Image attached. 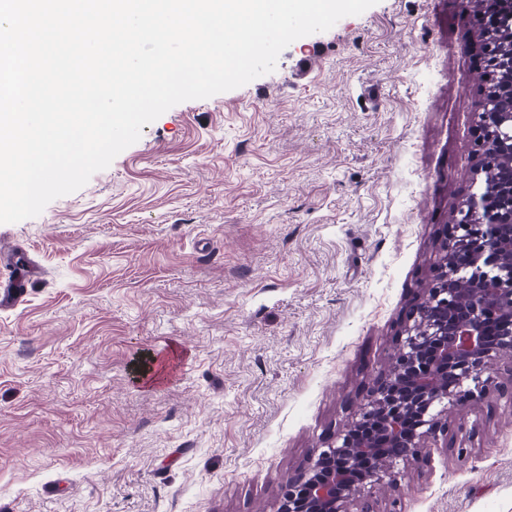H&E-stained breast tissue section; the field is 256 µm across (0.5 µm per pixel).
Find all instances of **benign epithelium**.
Instances as JSON below:
<instances>
[{
	"label": "benign epithelium",
	"mask_w": 512,
	"mask_h": 512,
	"mask_svg": "<svg viewBox=\"0 0 512 512\" xmlns=\"http://www.w3.org/2000/svg\"><path fill=\"white\" fill-rule=\"evenodd\" d=\"M482 65L512 70L479 49ZM477 167L512 165V91L481 105ZM435 285L413 304L404 344L372 381L360 415L310 465L288 474L277 512H352L359 489L399 460L418 457L448 424V406L480 397L492 361L512 354V189L489 205L472 193L458 208Z\"/></svg>",
	"instance_id": "7a95c632"
}]
</instances>
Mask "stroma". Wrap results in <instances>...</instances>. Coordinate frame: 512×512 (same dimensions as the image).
Listing matches in <instances>:
<instances>
[{
  "label": "stroma",
  "mask_w": 512,
  "mask_h": 512,
  "mask_svg": "<svg viewBox=\"0 0 512 512\" xmlns=\"http://www.w3.org/2000/svg\"><path fill=\"white\" fill-rule=\"evenodd\" d=\"M479 18L378 0L0 224V512H276L354 420L472 192ZM375 512H512V359Z\"/></svg>",
  "instance_id": "obj_1"
}]
</instances>
